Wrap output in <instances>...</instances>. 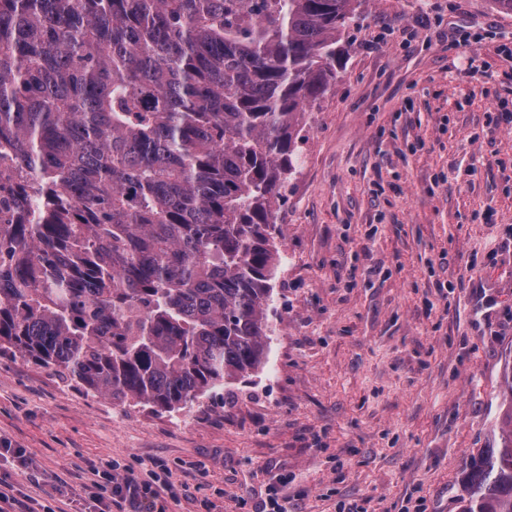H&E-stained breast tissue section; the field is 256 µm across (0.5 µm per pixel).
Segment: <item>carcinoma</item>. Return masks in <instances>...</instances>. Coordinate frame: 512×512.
I'll return each mask as SVG.
<instances>
[{
  "instance_id": "obj_1",
  "label": "carcinoma",
  "mask_w": 512,
  "mask_h": 512,
  "mask_svg": "<svg viewBox=\"0 0 512 512\" xmlns=\"http://www.w3.org/2000/svg\"><path fill=\"white\" fill-rule=\"evenodd\" d=\"M364 0H0V354L173 411L268 359L274 203ZM461 512H512V412Z\"/></svg>"
}]
</instances>
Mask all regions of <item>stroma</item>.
Returning a JSON list of instances; mask_svg holds the SVG:
<instances>
[{"instance_id": "obj_1", "label": "stroma", "mask_w": 512, "mask_h": 512, "mask_svg": "<svg viewBox=\"0 0 512 512\" xmlns=\"http://www.w3.org/2000/svg\"><path fill=\"white\" fill-rule=\"evenodd\" d=\"M306 113L274 210L282 266L264 367L156 412L0 355L8 480L76 512L120 460L163 464L167 512H460L469 458L512 404V14L494 0H367ZM446 284L447 297L436 292ZM279 487L274 488L270 483L268 485L267 497L261 500L258 509L254 512H287V498L283 495V488L288 484V480L276 477Z\"/></svg>"}]
</instances>
